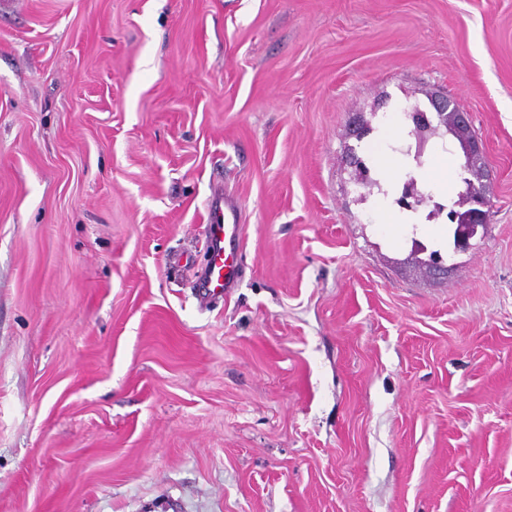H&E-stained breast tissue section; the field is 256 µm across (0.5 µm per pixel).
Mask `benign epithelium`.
I'll list each match as a JSON object with an SVG mask.
<instances>
[{
    "label": "benign epithelium",
    "instance_id": "7a95c632",
    "mask_svg": "<svg viewBox=\"0 0 512 512\" xmlns=\"http://www.w3.org/2000/svg\"><path fill=\"white\" fill-rule=\"evenodd\" d=\"M432 112L435 120L442 122L445 116H450L446 131L452 134L459 142L463 157V167L470 172L478 173V181L466 185L465 193L470 195V210L463 214L452 216L456 224L454 232V246L463 251L470 246V240L477 234L478 228L489 224V187L485 183V174L481 166L485 146L481 139L468 134L470 118L468 113L459 108L457 103L446 95L430 97L428 106L424 109L414 106L410 117L420 116V112Z\"/></svg>",
    "mask_w": 512,
    "mask_h": 512
}]
</instances>
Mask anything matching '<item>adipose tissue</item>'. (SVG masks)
Instances as JSON below:
<instances>
[{
    "instance_id": "obj_1",
    "label": "adipose tissue",
    "mask_w": 512,
    "mask_h": 512,
    "mask_svg": "<svg viewBox=\"0 0 512 512\" xmlns=\"http://www.w3.org/2000/svg\"><path fill=\"white\" fill-rule=\"evenodd\" d=\"M404 110V104H395L391 112L381 118L367 148L368 162L382 186L374 211L381 223L392 226L414 221L413 216L396 211L392 206V196L400 181L416 175L426 192L444 199L448 196V174L456 168L455 160L438 150L418 161L398 150L397 141L406 124Z\"/></svg>"
}]
</instances>
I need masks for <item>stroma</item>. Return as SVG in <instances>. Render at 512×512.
<instances>
[{"label": "stroma", "mask_w": 512, "mask_h": 512, "mask_svg": "<svg viewBox=\"0 0 512 512\" xmlns=\"http://www.w3.org/2000/svg\"><path fill=\"white\" fill-rule=\"evenodd\" d=\"M432 93L493 179L464 251L354 185L352 121ZM507 101L512 0H6L0 512H512ZM240 225L234 208H224L221 194H216L209 206L204 239L208 251V264L199 279L204 299L216 298L232 288L238 280Z\"/></svg>", "instance_id": "1"}]
</instances>
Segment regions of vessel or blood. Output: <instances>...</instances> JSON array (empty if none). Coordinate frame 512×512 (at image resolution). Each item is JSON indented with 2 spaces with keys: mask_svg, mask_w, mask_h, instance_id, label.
<instances>
[{
  "mask_svg": "<svg viewBox=\"0 0 512 512\" xmlns=\"http://www.w3.org/2000/svg\"><path fill=\"white\" fill-rule=\"evenodd\" d=\"M240 226L235 209L225 206L222 196H215L209 206L204 239L209 259L199 279L203 298L224 294L238 280Z\"/></svg>",
  "mask_w": 512,
  "mask_h": 512,
  "instance_id": "b4317fda",
  "label": "vessel or blood"
}]
</instances>
